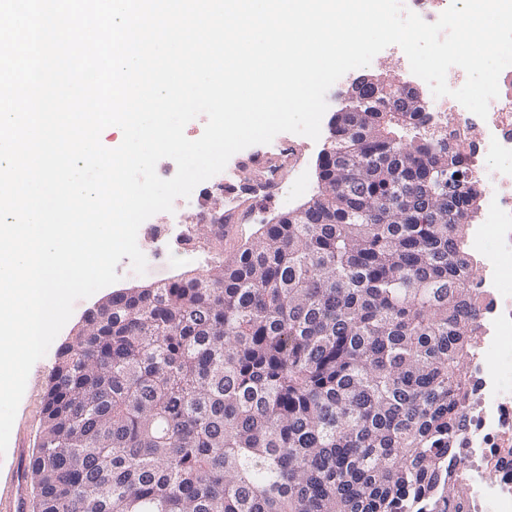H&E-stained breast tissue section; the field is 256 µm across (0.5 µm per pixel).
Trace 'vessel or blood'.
Wrapping results in <instances>:
<instances>
[{"label": "vessel or blood", "mask_w": 512, "mask_h": 512, "mask_svg": "<svg viewBox=\"0 0 512 512\" xmlns=\"http://www.w3.org/2000/svg\"><path fill=\"white\" fill-rule=\"evenodd\" d=\"M299 150L295 142H282L276 153L250 157L245 164V174L225 181L224 196L231 202L224 211L225 225L244 220L253 206H268L280 199L283 192V163L297 155Z\"/></svg>", "instance_id": "1"}]
</instances>
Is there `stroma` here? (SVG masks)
<instances>
[{"label":"stroma","instance_id":"stroma-1","mask_svg":"<svg viewBox=\"0 0 512 512\" xmlns=\"http://www.w3.org/2000/svg\"><path fill=\"white\" fill-rule=\"evenodd\" d=\"M366 74L388 81H410L414 78L399 47L388 46L374 57L368 67L347 72L328 90L326 100L329 111L338 109L339 95L346 85ZM321 129L320 137L315 141L303 135L297 136L296 141L300 144L301 150L285 170V185L279 202L273 208L261 209L253 213L248 218L249 223H267L276 215L298 207L317 193V160L328 141L329 120H322ZM223 175H215L200 183L194 188L190 197L176 199L173 212H160L149 218V225L159 228L160 233L154 239L142 240L138 243L147 260V271L141 276L135 274L129 258H122L116 267V272L120 276L118 288L148 285L185 271L202 273L210 268V258L213 254L210 236L198 232L197 245L192 251L180 249L175 243V237L182 228H195L199 223L200 215L209 214L208 196L222 182ZM55 358V350H48L30 371L26 390L13 424L9 440L10 448L6 450L4 456L0 457V495L10 492L14 487V447L23 443L27 448L32 449L37 444L43 427V404L47 379Z\"/></svg>","mask_w":512,"mask_h":512}]
</instances>
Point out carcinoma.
<instances>
[{"label": "carcinoma", "mask_w": 512, "mask_h": 512, "mask_svg": "<svg viewBox=\"0 0 512 512\" xmlns=\"http://www.w3.org/2000/svg\"><path fill=\"white\" fill-rule=\"evenodd\" d=\"M319 156L324 191L204 274L112 293L58 348L36 512H448L478 341L481 191L396 90ZM361 146L350 168L337 150Z\"/></svg>", "instance_id": "cac0c4a2"}]
</instances>
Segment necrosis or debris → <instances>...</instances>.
<instances>
[{
	"instance_id": "obj_1",
	"label": "necrosis or debris",
	"mask_w": 512,
	"mask_h": 512,
	"mask_svg": "<svg viewBox=\"0 0 512 512\" xmlns=\"http://www.w3.org/2000/svg\"><path fill=\"white\" fill-rule=\"evenodd\" d=\"M448 138L485 177L484 222L469 246L484 264L472 277L481 337L467 362L470 388L452 444L466 512H512V102L494 99L479 118L452 97Z\"/></svg>"
}]
</instances>
